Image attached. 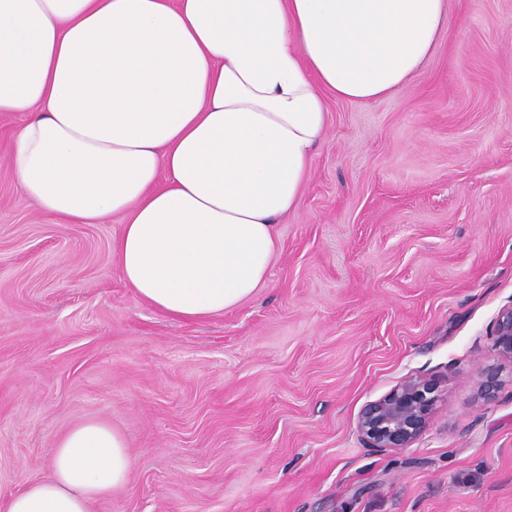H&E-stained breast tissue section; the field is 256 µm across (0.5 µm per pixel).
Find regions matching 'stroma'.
Here are the masks:
<instances>
[{"label":"stroma","mask_w":512,"mask_h":512,"mask_svg":"<svg viewBox=\"0 0 512 512\" xmlns=\"http://www.w3.org/2000/svg\"><path fill=\"white\" fill-rule=\"evenodd\" d=\"M329 106L265 286L199 321L127 287L121 218L38 212L0 122V496L100 419L134 468L95 512H512V362L487 334L512 305V0H449L408 88ZM417 377L429 427L367 447L364 406Z\"/></svg>","instance_id":"stroma-1"}]
</instances>
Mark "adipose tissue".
<instances>
[{
  "mask_svg": "<svg viewBox=\"0 0 512 512\" xmlns=\"http://www.w3.org/2000/svg\"><path fill=\"white\" fill-rule=\"evenodd\" d=\"M448 0H0V119L18 189L64 224L126 217L112 245L154 309L202 320L254 296L298 206L328 97L405 89ZM133 457L97 419L0 512H92Z\"/></svg>",
  "mask_w": 512,
  "mask_h": 512,
  "instance_id": "1",
  "label": "adipose tissue"
}]
</instances>
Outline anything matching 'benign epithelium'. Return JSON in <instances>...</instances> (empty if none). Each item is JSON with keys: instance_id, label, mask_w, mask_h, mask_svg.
Returning a JSON list of instances; mask_svg holds the SVG:
<instances>
[{"instance_id": "1", "label": "benign epithelium", "mask_w": 512, "mask_h": 512, "mask_svg": "<svg viewBox=\"0 0 512 512\" xmlns=\"http://www.w3.org/2000/svg\"><path fill=\"white\" fill-rule=\"evenodd\" d=\"M492 348L512 362V306L502 310L493 322ZM502 381L495 368L481 374L484 398H496ZM434 385L425 379L410 380L385 397L368 404L358 421V431L370 448H407L417 440L431 420L435 401Z\"/></svg>"}]
</instances>
